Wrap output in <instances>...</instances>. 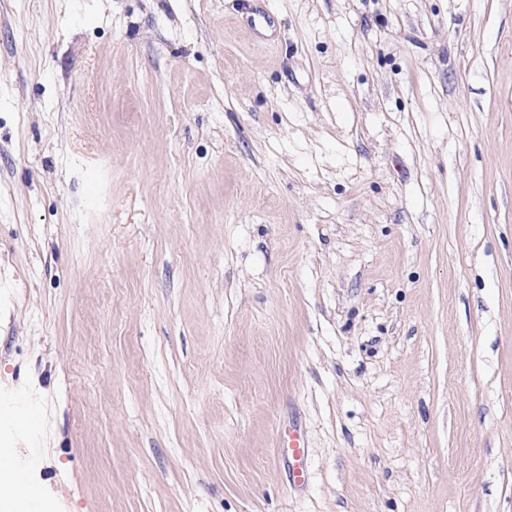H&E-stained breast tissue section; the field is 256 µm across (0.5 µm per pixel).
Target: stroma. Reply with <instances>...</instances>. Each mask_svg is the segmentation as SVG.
<instances>
[{
	"instance_id": "35a3bbf8",
	"label": "stroma",
	"mask_w": 512,
	"mask_h": 512,
	"mask_svg": "<svg viewBox=\"0 0 512 512\" xmlns=\"http://www.w3.org/2000/svg\"><path fill=\"white\" fill-rule=\"evenodd\" d=\"M253 6L0 0V445L50 512H512V0Z\"/></svg>"
}]
</instances>
